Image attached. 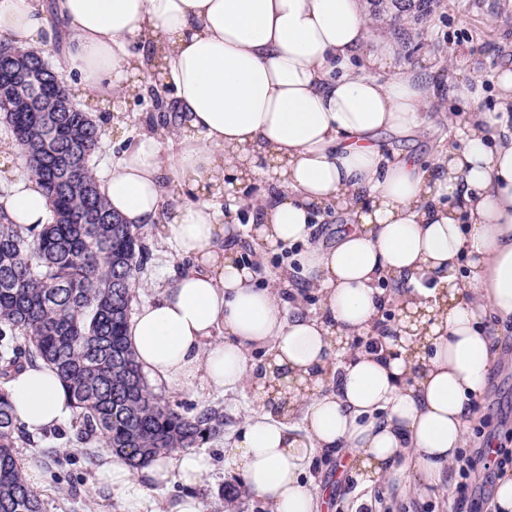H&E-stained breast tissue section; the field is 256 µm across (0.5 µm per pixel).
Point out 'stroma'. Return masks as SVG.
<instances>
[{
    "label": "stroma",
    "instance_id": "1",
    "mask_svg": "<svg viewBox=\"0 0 512 512\" xmlns=\"http://www.w3.org/2000/svg\"><path fill=\"white\" fill-rule=\"evenodd\" d=\"M390 34L399 60L410 67L415 77L436 84L445 83L450 77L479 78L484 90L479 108L494 109L496 71L512 66V0H434L428 14L406 11L403 26L391 29ZM64 79L73 103L91 112L101 127L102 145L92 165L96 176H104L120 151L121 140L138 134L154 115V103L147 95L118 103L108 96L92 101L83 94L76 74H65ZM140 238L149 259L133 284L132 305L136 308L156 298L170 283L173 271L184 266L153 230H141ZM238 240L240 254L259 264L266 280L278 278L283 269H293L292 287L303 291L308 310L318 311V295L296 270L299 246L270 248L254 241L245 228L240 230ZM494 349L497 361L489 387L477 405L479 415L469 427L471 440L491 441L497 451L496 464L478 469L469 478L473 495L485 512L491 506L497 480L504 471H512V327L495 337ZM154 391L190 417L211 408L223 412L221 434L197 448L211 463L203 481L191 488L174 482L158 491L135 487L122 492L110 490L98 484L93 463L94 458L100 457L103 443L88 447L73 444L75 425L69 422L36 433L34 445L22 444L16 450L22 467L38 468L41 474L36 493L43 512H163L165 505L188 493L201 500L205 512H264L261 502L245 493L240 473L224 458L225 446L236 439L252 408L251 398L207 389L179 391L163 385L155 386ZM55 449L68 455L63 466H55L48 456ZM312 475L328 489L320 512H450L459 480L458 474H449L443 485L425 496L399 491L390 480L365 489L356 475L345 468L343 459L334 457L318 461Z\"/></svg>",
    "mask_w": 512,
    "mask_h": 512
}]
</instances>
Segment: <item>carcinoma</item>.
<instances>
[{
    "label": "carcinoma",
    "mask_w": 512,
    "mask_h": 512,
    "mask_svg": "<svg viewBox=\"0 0 512 512\" xmlns=\"http://www.w3.org/2000/svg\"><path fill=\"white\" fill-rule=\"evenodd\" d=\"M0 114L44 187L51 223L0 215V378L45 363L79 409L75 441L94 439L141 467L220 433L217 410L187 417L148 386L126 332L135 274L148 254L137 229L114 214L91 166L102 131L87 112ZM33 436L0 388V512H42L14 448Z\"/></svg>",
    "instance_id": "obj_1"
}]
</instances>
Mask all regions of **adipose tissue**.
<instances>
[{
	"label": "adipose tissue",
	"mask_w": 512,
	"mask_h": 512,
	"mask_svg": "<svg viewBox=\"0 0 512 512\" xmlns=\"http://www.w3.org/2000/svg\"><path fill=\"white\" fill-rule=\"evenodd\" d=\"M373 22L368 0H0V33L20 47L65 31L61 67L85 94L144 93L149 61L161 60L172 110L125 142L101 190L124 223L155 229L189 265L137 310L129 341L153 383L251 391L255 408L224 455L268 512H319L321 487L305 476L327 454L347 456L368 486L411 470L440 485L489 384L488 321L512 324V132L502 129L512 67L482 112L480 85L414 81L390 42L371 40ZM445 97L467 114L442 115L457 144L426 165L390 157L380 134L421 133ZM269 172L259 202L233 192L232 179ZM331 206L348 230L333 246L312 243ZM0 212L12 224L51 216L21 171ZM244 219L265 245L303 244L320 316L240 261ZM389 279L397 287L383 289ZM389 303L400 316L386 323ZM6 391L34 432L77 413L43 364ZM209 468L174 450L136 472L106 450L96 476L120 490L191 486Z\"/></svg>",
	"instance_id": "ef3b65f1"
}]
</instances>
